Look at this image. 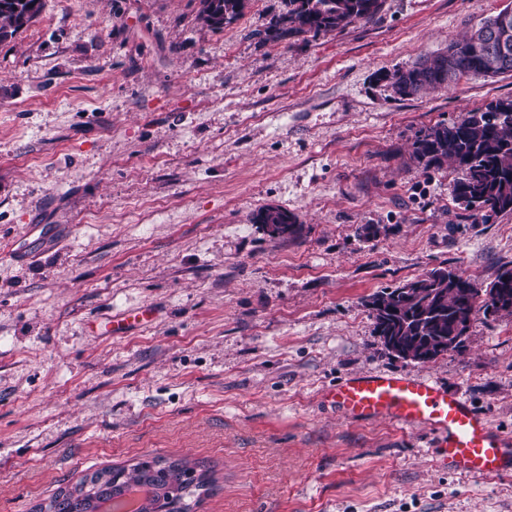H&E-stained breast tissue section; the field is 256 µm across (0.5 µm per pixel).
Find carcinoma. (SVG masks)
Returning <instances> with one entry per match:
<instances>
[{
    "instance_id": "obj_1",
    "label": "carcinoma",
    "mask_w": 512,
    "mask_h": 512,
    "mask_svg": "<svg viewBox=\"0 0 512 512\" xmlns=\"http://www.w3.org/2000/svg\"><path fill=\"white\" fill-rule=\"evenodd\" d=\"M249 0H199L197 22L218 30L238 19ZM385 0H286V10L274 16L267 39L284 40L305 34L342 31L357 21H370ZM45 0H0V42L14 38L42 13ZM506 43L509 61L492 54L489 22L465 37L451 42L458 55L448 60L438 54L419 60L407 70L384 73L400 97H414L437 87H447L470 76L512 74V20ZM412 156L425 169H440L451 161L464 172L454 186L456 201L464 209L489 219L512 212V98L497 99L478 112H469L457 122L422 127L414 134ZM256 223L274 226L279 235L297 231L296 220L287 211L268 207ZM487 298L471 279L452 270L435 269L428 275L395 288L374 293L368 302L378 336H397L401 345L420 362L434 360L463 343L448 346L459 325L478 311L495 316L512 313V307H497L502 296H512V268L503 269L485 289ZM218 489L214 472L183 459L158 458L86 473L78 483L60 490L47 512H102L104 504L140 490L137 512H192Z\"/></svg>"
}]
</instances>
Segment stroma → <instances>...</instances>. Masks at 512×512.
<instances>
[{"label": "stroma", "instance_id": "obj_1", "mask_svg": "<svg viewBox=\"0 0 512 512\" xmlns=\"http://www.w3.org/2000/svg\"><path fill=\"white\" fill-rule=\"evenodd\" d=\"M285 7L249 0L213 31L199 0H46L0 43V512L152 457L215 470L198 512H512V476L448 473L431 436L325 398L408 373L512 434V315L418 363L366 306L436 268L481 289L512 268V213L470 216L460 170L411 157L416 130L512 97V75L409 99L376 80L512 0H386L263 40ZM266 207L297 233L270 237ZM256 224H264L269 231L271 226H275L279 230V234H275L273 231L270 232L278 236L294 234L297 231L295 218L288 214V211L277 207H268L261 210L256 217Z\"/></svg>", "mask_w": 512, "mask_h": 512}]
</instances>
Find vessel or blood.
Here are the masks:
<instances>
[{
	"label": "vessel or blood",
	"instance_id": "b4317fda",
	"mask_svg": "<svg viewBox=\"0 0 512 512\" xmlns=\"http://www.w3.org/2000/svg\"><path fill=\"white\" fill-rule=\"evenodd\" d=\"M353 419H384L435 437L441 462L473 476L512 473V437L493 433L466 400L436 382L397 373L347 377L329 391Z\"/></svg>",
	"mask_w": 512,
	"mask_h": 512
}]
</instances>
